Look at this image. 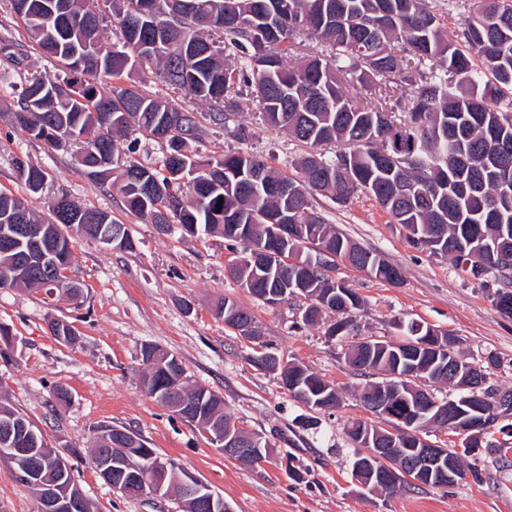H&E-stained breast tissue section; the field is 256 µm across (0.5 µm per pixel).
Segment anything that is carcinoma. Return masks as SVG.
Here are the masks:
<instances>
[{
	"instance_id": "carcinoma-1",
	"label": "carcinoma",
	"mask_w": 512,
	"mask_h": 512,
	"mask_svg": "<svg viewBox=\"0 0 512 512\" xmlns=\"http://www.w3.org/2000/svg\"><path fill=\"white\" fill-rule=\"evenodd\" d=\"M17 26L30 43L54 56L65 76L57 81L34 76L27 81L13 112L14 127L51 149L63 146L58 130L69 139L83 138L76 163L95 181L112 184L126 208L153 224H178L187 231L222 236L241 246L233 266L239 285L256 297L290 284L307 288L316 300L305 307L302 321L314 325L327 311L341 315L326 334L355 336L350 312L361 308V297L335 281L319 265L310 269L278 265L254 270L250 248L304 252L306 263L326 248L353 267L375 278L398 284L399 267L358 245L314 210L321 195L339 205L364 194L386 210L407 231L416 249L451 258L465 271L468 260L485 265L480 285L501 313L512 317V193L500 189L498 174L512 168V102L501 109L489 104L498 92L512 90V0H474L462 23L457 47L446 38L432 0H11ZM117 37L113 48L103 45L104 27ZM309 33L317 45L298 53L296 38ZM150 71L185 94L213 104L211 121L229 124L241 101L255 104L268 125L313 151L299 162V177L279 173L247 151H229L200 160L187 153L198 128L195 112L154 98L130 83L132 74ZM355 75L373 101L364 105L347 95L336 76ZM109 78V92L94 80ZM413 87L411 102L402 104L396 90ZM158 140L160 130L168 152L160 168L148 166L129 148L120 151L115 135L130 126ZM334 145L329 155L318 148ZM187 167L188 182L171 177L176 165ZM18 179L33 194L42 168L16 161ZM147 174L162 190L151 193L138 184ZM288 188V194L279 188ZM48 213L37 215L24 198L0 192V238L15 224L47 233L53 254L43 265L26 266L25 236L13 249L0 245V278L8 286L40 289L66 277L71 268L73 233L94 239L114 228L128 236L112 216L68 195L54 198ZM288 212V241L271 237L270 227ZM405 339H363L345 358L368 377L359 398L367 410L378 398L379 383L395 392L388 423L417 414L423 396L419 381H445L461 395H478L492 404L500 392L485 366L460 355L448 333L423 326L422 335L437 336L435 348L413 345L415 323L401 327ZM140 357L141 382L150 397L168 406L167 397L180 390L192 396L196 410L186 422L200 430L210 423L228 428L235 422L224 413V397L205 387L185 385V368L172 370L176 357L149 345ZM460 376L448 375V362ZM300 387L288 394L312 409L339 407L336 387L308 367L287 362ZM389 371L391 378L372 377ZM431 417L396 438L371 420L355 419L345 428L351 442L360 430L381 436L396 448H421ZM28 437L37 463L24 485L35 492L59 484L78 491L73 464L60 463L44 451L43 435L32 437L33 424L18 411L0 404V448H8L4 426ZM115 427H103L102 448L112 449L111 476L131 484L141 495L138 473L144 459L157 453L141 437L117 439Z\"/></svg>"
}]
</instances>
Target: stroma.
Instances as JSON below:
<instances>
[{"instance_id":"stroma-1","label":"stroma","mask_w":512,"mask_h":512,"mask_svg":"<svg viewBox=\"0 0 512 512\" xmlns=\"http://www.w3.org/2000/svg\"><path fill=\"white\" fill-rule=\"evenodd\" d=\"M2 43L9 52L0 53V191L26 197L41 214L49 199L68 194L108 212L135 243L126 252L78 237L69 274L83 285L80 299L42 289L0 288V327L7 333L0 340V403L27 416L53 446L78 450L74 477L93 512L178 510L173 499L128 498L103 482L90 450L106 425L142 437L162 457L222 494L234 512H512V416L491 427L493 446L482 454L480 480L451 489L404 486L391 494L362 489L351 475L353 446L344 429L368 416L357 397L367 379L345 360L353 338L326 334L335 314L309 326L302 321L299 300L270 306L252 297L228 274L240 246L220 237L189 236L176 227L158 232L129 212L111 185L96 183L78 169L76 146L53 150L16 130L11 108L27 78L56 79L62 65L34 50L14 26L10 0H0ZM141 87L200 114L189 153L208 157L243 149L298 176L296 162L306 155V146L268 127L253 103L242 101L235 118L248 131L242 141L232 129L209 120L208 103L186 97L149 73ZM19 157L48 172L40 194L27 195L18 180L14 161ZM313 205L327 223L401 269L402 283L391 285L347 262L337 263L335 278L365 301L353 314L357 336L400 337V321L433 326L459 339L467 360L482 363L495 356L491 380L512 391V318L495 309L483 287L456 271L450 260L411 247L405 229L366 195L344 206L320 196ZM227 297L252 311L271 351L333 383L343 395L342 405L312 412L282 388L276 374L255 367L253 345L215 314L217 303ZM56 319L75 327L74 344L51 336L48 323ZM146 343L176 355L190 383L223 395L224 409L237 425L271 442L268 462L249 465L224 456L203 432L151 398L139 380V354ZM59 385L71 394L68 404L54 398ZM290 455L305 468L303 481L289 478ZM0 512H40L35 491L18 482L11 464L1 459Z\"/></svg>"}]
</instances>
